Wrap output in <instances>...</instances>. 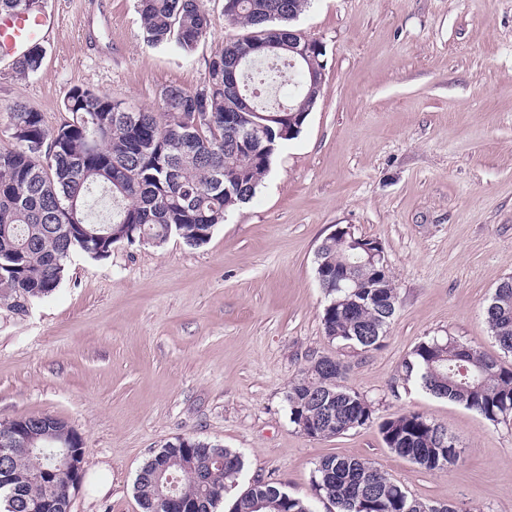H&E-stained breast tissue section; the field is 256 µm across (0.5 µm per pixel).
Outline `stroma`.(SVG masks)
<instances>
[{
	"label": "stroma",
	"mask_w": 512,
	"mask_h": 512,
	"mask_svg": "<svg viewBox=\"0 0 512 512\" xmlns=\"http://www.w3.org/2000/svg\"><path fill=\"white\" fill-rule=\"evenodd\" d=\"M51 2L41 70L23 78L0 62V129L19 99L59 125L75 85L157 109L164 88L207 84L208 58L235 33L224 0H207L210 29L189 55L145 42L137 0ZM294 26L325 45L321 96L207 244L77 252L26 313L0 304V424L48 414L79 432L70 512H142L137 475L178 437L244 454L219 512L256 478L328 512L311 491L327 455L376 463L422 501L512 512V422L491 424L402 371L433 337L502 355L483 310L512 276V0H312ZM346 226L382 244L397 288L376 350L339 349L321 322L315 253ZM326 354L347 364L344 384L374 421L317 439L290 422L285 395ZM406 411L458 438L454 466L386 448L380 422Z\"/></svg>",
	"instance_id": "obj_1"
}]
</instances>
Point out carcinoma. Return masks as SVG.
Segmentation results:
<instances>
[{"mask_svg": "<svg viewBox=\"0 0 512 512\" xmlns=\"http://www.w3.org/2000/svg\"><path fill=\"white\" fill-rule=\"evenodd\" d=\"M309 0H227L229 25L246 33L227 39L207 62L209 80L201 89L170 86L161 94V111L129 108L121 99L75 85L62 103L68 114L58 127L26 103H14L7 125L8 145L0 147V301L16 314L19 304L50 296L61 283L72 254L107 258L116 244L133 246L141 238L161 246L175 236L190 247L206 244L227 214L250 201L288 137L276 121L303 126L322 87L307 63L291 65L283 46L292 22ZM37 0H0V14L34 10ZM145 41L193 52L206 37L210 18L205 0H139ZM44 51L33 42L14 57L12 69L27 77L43 64ZM234 71L239 95L224 92V69ZM193 112L209 121L192 125ZM241 126L266 123L246 141L224 134V114ZM363 250L334 237L322 241L315 272L325 291V335L339 348L380 347L397 304L390 273L361 266ZM492 337L512 354V277L497 286L485 310ZM431 394L477 412L493 424L512 420V367L448 337L419 343L403 363ZM346 366L321 356L288 387L286 401L296 427L305 421L320 438L344 435L373 422V406L359 393L336 383ZM31 432L54 431L58 439L82 447L81 436L65 421L45 416ZM386 447L428 470L454 465L455 438L417 412H405L379 425ZM193 454L196 470L182 460ZM233 466L224 467V460ZM245 467L241 452L178 437L141 468L135 491L142 512H169L158 495L168 475L180 478L177 494L192 512H215L229 485ZM55 484L38 475L22 453L0 459V500L6 512H26L27 503L57 495V512H69L71 476L54 474ZM250 498L235 499L231 512H313L307 499L260 479ZM313 495L333 501L336 512H460L438 502L411 497L376 465L355 456L327 455L316 465Z\"/></svg>", "mask_w": 512, "mask_h": 512, "instance_id": "1", "label": "carcinoma"}]
</instances>
